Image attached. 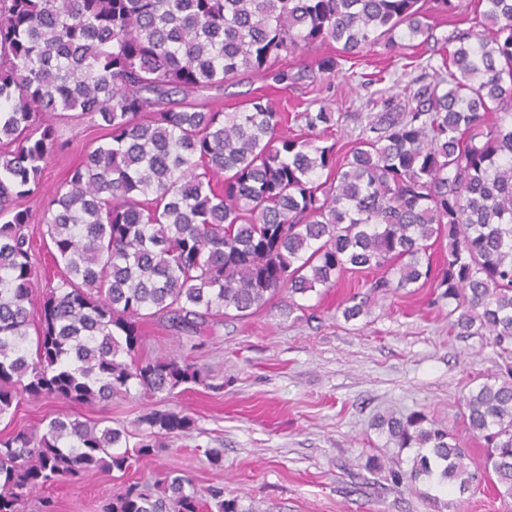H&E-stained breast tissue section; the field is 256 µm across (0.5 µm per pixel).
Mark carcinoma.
Masks as SVG:
<instances>
[{
  "mask_svg": "<svg viewBox=\"0 0 512 512\" xmlns=\"http://www.w3.org/2000/svg\"><path fill=\"white\" fill-rule=\"evenodd\" d=\"M489 35L437 37L420 0H0V418L30 399L108 403L142 389L171 393L206 376L180 357L137 359L142 322L177 335L240 319L288 294L333 288L348 271H382L368 297L433 282L458 336H484L500 379L465 398V432L484 440L470 470L458 439L428 417L380 428L411 467L408 488L438 478L466 490L483 478L512 498V0H482ZM443 50L412 65L401 95L378 90L364 112L321 106L287 117L264 95L234 112L221 92L253 73L285 87L288 57L339 45L358 57L394 51L400 30ZM90 116L107 141L43 200V235L63 271L34 319L35 249L25 201L64 150L56 116ZM353 119L342 151L332 131ZM448 240L433 264L431 248ZM135 423L167 434L193 420L152 409ZM125 433L68 414L44 431L0 437V512L60 478L130 467ZM166 496L139 484L101 512H202L190 477ZM218 512H237L224 486Z\"/></svg>",
  "mask_w": 512,
  "mask_h": 512,
  "instance_id": "1",
  "label": "carcinoma"
}]
</instances>
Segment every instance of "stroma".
Listing matches in <instances>:
<instances>
[{"instance_id": "obj_1", "label": "stroma", "mask_w": 512, "mask_h": 512, "mask_svg": "<svg viewBox=\"0 0 512 512\" xmlns=\"http://www.w3.org/2000/svg\"><path fill=\"white\" fill-rule=\"evenodd\" d=\"M419 39L402 54L375 48L356 62L340 60L335 76L316 72L330 54L316 46L290 60L310 75L285 89L246 76L229 86L216 106L230 112L248 94H264L280 112L307 103L347 111L365 96L361 79L403 78L406 57L420 55ZM67 145L48 165L41 188L51 195L104 132L93 120L62 126ZM364 274L346 273L335 288L297 296L305 315H287L275 304L242 320L224 321L199 336H176L162 323H144L139 358L174 352L209 373L215 388L184 384L172 393L151 394L131 385L111 404L71 406L54 399L30 400L0 419V436L19 428L45 427L61 413L94 421L111 418L129 444L143 433L134 421L156 408L190 416L184 432L157 435V449L126 472L95 469L75 483H54L31 492L24 512H41L51 499L54 512H100L125 485L136 482L159 493L166 472L192 478L198 494L223 485L238 512H512V499L489 484L441 493L429 484L409 491L391 482L389 469H408L412 450L398 448L379 431V416L424 413L460 438L471 464L484 454L482 439L466 435L464 398L480 382L495 379L499 359L481 336H458L448 326V305L432 288L372 298L367 313L349 320L342 312ZM381 459L385 471L369 470Z\"/></svg>"}]
</instances>
